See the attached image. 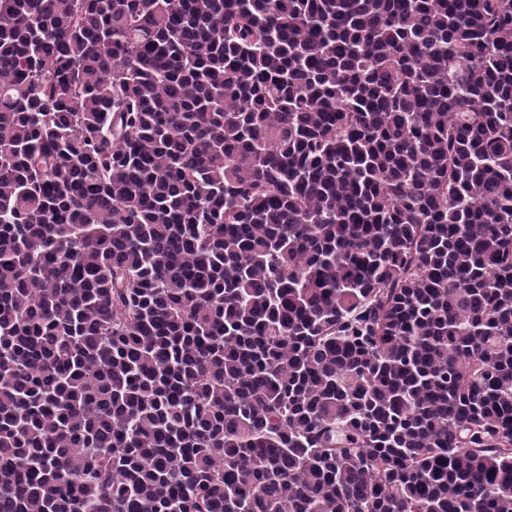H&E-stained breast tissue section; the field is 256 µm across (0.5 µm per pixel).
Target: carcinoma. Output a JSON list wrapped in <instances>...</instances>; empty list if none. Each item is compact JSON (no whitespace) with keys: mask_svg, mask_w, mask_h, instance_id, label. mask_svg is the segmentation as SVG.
<instances>
[{"mask_svg":"<svg viewBox=\"0 0 512 512\" xmlns=\"http://www.w3.org/2000/svg\"><path fill=\"white\" fill-rule=\"evenodd\" d=\"M0 512H512V0H0Z\"/></svg>","mask_w":512,"mask_h":512,"instance_id":"obj_1","label":"carcinoma"}]
</instances>
